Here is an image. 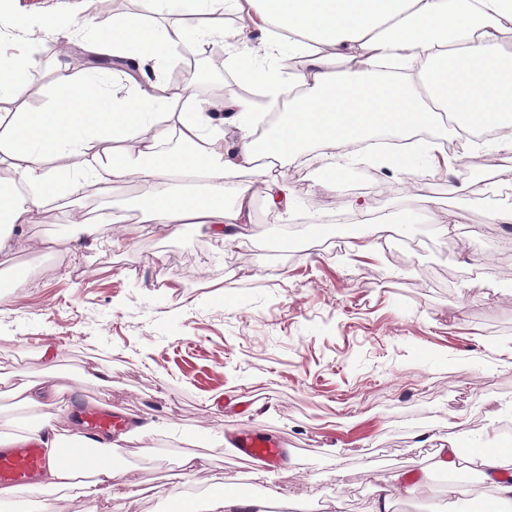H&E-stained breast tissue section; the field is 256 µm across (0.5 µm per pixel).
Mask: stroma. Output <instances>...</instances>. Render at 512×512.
Segmentation results:
<instances>
[{
  "label": "stroma",
  "instance_id": "stroma-1",
  "mask_svg": "<svg viewBox=\"0 0 512 512\" xmlns=\"http://www.w3.org/2000/svg\"><path fill=\"white\" fill-rule=\"evenodd\" d=\"M79 3L19 0L18 8L33 19L76 18L67 46L83 75L78 41L94 18ZM48 42L63 43L53 30L33 37L0 17V52L35 62L23 105L51 94ZM407 158L408 170L321 194L318 166L285 164L292 221L306 240L296 258L278 251L281 230L260 197L252 223L227 241L192 224L172 237L144 230L132 181L38 210L0 254V274L28 272L0 296V416L14 415V388L48 374L70 393L50 410L60 428L86 432L85 411L98 405L148 419L152 436L122 447L136 481L122 512H179L186 497L206 512L215 483L228 494L248 486L255 498L278 488L270 507L291 512H374L383 481L407 473L415 488L391 512H462L489 501L495 488L477 457L449 471L428 465L463 427L472 446L512 448L496 431L512 415V275L499 271L512 256V224L491 220L512 207V151L483 141L462 161L465 188L453 195L448 177L428 175L415 153ZM420 191L435 197L430 211ZM355 199L402 218L383 233L379 257H353L348 234L335 232L336 215ZM103 209L127 217L115 227L121 247L95 234L74 251L45 248L75 233L68 211ZM236 428L284 439L280 461H240ZM190 454L193 471L182 465Z\"/></svg>",
  "mask_w": 512,
  "mask_h": 512
}]
</instances>
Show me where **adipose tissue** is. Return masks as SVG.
<instances>
[{
  "label": "adipose tissue",
  "mask_w": 512,
  "mask_h": 512,
  "mask_svg": "<svg viewBox=\"0 0 512 512\" xmlns=\"http://www.w3.org/2000/svg\"><path fill=\"white\" fill-rule=\"evenodd\" d=\"M171 11L201 15L191 27L161 29L140 16L112 14L108 29H92L82 49L95 57L124 60L132 84L127 94L113 90L108 72L80 77L66 58L54 69L49 103L17 107L33 66L29 56L0 59V105L10 107L9 137L0 136V253L32 223L46 203L94 188L129 180L140 188L138 223L162 233L194 224L222 240L237 225L249 223L255 195L291 216L295 203L278 168L306 147L327 146L317 190L343 183L346 169L335 149L385 126L398 133L432 128L458 142L457 159L471 150L475 130L499 129L497 143L512 150V0H163ZM239 19L227 27L225 12ZM265 36L277 52L303 59L304 68L288 84L269 83L261 65L246 59L245 75L264 87L271 99L287 97L278 127L256 139L254 125L262 106L249 100L221 106L180 94L155 74L178 42L219 38L229 47ZM350 67L337 69L335 59ZM385 61L403 63L405 71L380 97L362 98L368 74ZM233 138H226V129ZM175 133L180 150L160 144ZM353 223L364 225L349 248L358 257L375 255L378 236L397 223L390 212L372 214L364 204L351 210ZM60 391L51 375L27 383L18 404V420L0 419V448L34 437L48 466L29 495L42 512H52L65 491L95 499L127 478L114 459L118 447L106 442L102 457L84 453L62 456L67 435L47 407ZM479 465L497 488L494 512H512V449H483Z\"/></svg>",
  "instance_id": "adipose-tissue-1"
}]
</instances>
